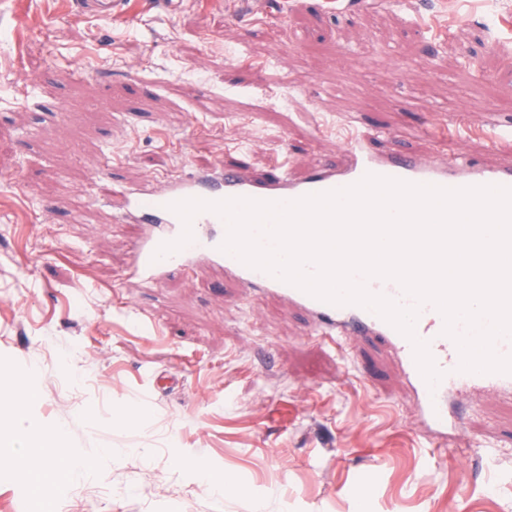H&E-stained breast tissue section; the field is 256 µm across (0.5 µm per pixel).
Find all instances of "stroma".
I'll list each match as a JSON object with an SVG mask.
<instances>
[{
	"mask_svg": "<svg viewBox=\"0 0 512 512\" xmlns=\"http://www.w3.org/2000/svg\"><path fill=\"white\" fill-rule=\"evenodd\" d=\"M354 115L380 150L512 161V138L473 136L512 128V0H0V380L78 456L124 451L59 482L54 512H512V400L449 393L440 448L378 344L332 351L204 261L120 278L143 227L113 225V195L283 154L301 176L341 162ZM188 459L236 492L210 498ZM36 508L0 466V512Z\"/></svg>",
	"mask_w": 512,
	"mask_h": 512,
	"instance_id": "1",
	"label": "stroma"
}]
</instances>
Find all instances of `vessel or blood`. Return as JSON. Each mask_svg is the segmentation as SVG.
I'll list each match as a JSON object with an SVG mask.
<instances>
[{
  "label": "vessel or blood",
  "mask_w": 512,
  "mask_h": 512,
  "mask_svg": "<svg viewBox=\"0 0 512 512\" xmlns=\"http://www.w3.org/2000/svg\"><path fill=\"white\" fill-rule=\"evenodd\" d=\"M375 132L363 130L358 121H350L343 139L342 165L320 164L306 176L294 177L286 161L275 160L261 175L252 174L243 164H222L203 173H191L159 184L146 180L129 191L114 207L116 222L144 225L124 272L148 288L161 285L170 270H191L203 260L235 280L241 288L283 298L306 311L314 320L313 333L322 344L342 351L352 337L378 341L383 353L395 360L413 392L420 414L439 445H446L449 428L458 426L459 418L448 414V392L496 391L512 397V374H476L459 371L460 354L456 344L444 335V318L432 304H416L399 283L378 277L367 280L368 290L405 307L418 306L415 323L417 336L427 341L429 351L442 377L428 385L413 355L410 341L376 313L356 304L334 305L318 300L301 289L264 271L243 264L222 251L227 235L224 220L216 213L203 211L192 220L193 239L181 250L163 258L155 252L166 242L178 239L184 225L171 209L174 202L186 199L220 201L251 198L288 202L309 194L323 193L351 186L366 174L395 178L414 184L445 188L481 185L512 187V164L487 167L469 159L437 157L431 160L397 150L380 152L373 146Z\"/></svg>",
  "instance_id": "b4317fda"
}]
</instances>
